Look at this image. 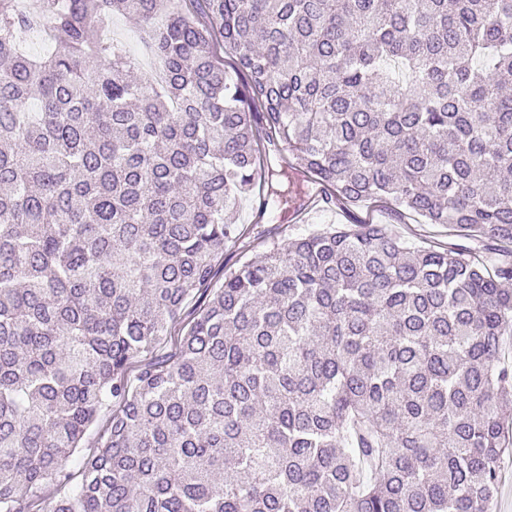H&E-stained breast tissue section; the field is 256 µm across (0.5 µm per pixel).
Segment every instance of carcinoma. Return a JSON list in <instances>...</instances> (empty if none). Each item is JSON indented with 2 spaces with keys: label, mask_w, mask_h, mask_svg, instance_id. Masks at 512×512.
Masks as SVG:
<instances>
[{
  "label": "carcinoma",
  "mask_w": 512,
  "mask_h": 512,
  "mask_svg": "<svg viewBox=\"0 0 512 512\" xmlns=\"http://www.w3.org/2000/svg\"><path fill=\"white\" fill-rule=\"evenodd\" d=\"M511 86L512 0H0V512H491L512 261L329 224L219 269L290 171L512 242ZM108 33L111 41L123 47L135 64V72L142 79L154 80L158 77V62L143 42L140 23L122 13H113L109 21ZM18 44L22 52L31 58H40L48 51V43L44 42V35L39 30L18 33Z\"/></svg>",
  "instance_id": "carcinoma-1"
}]
</instances>
